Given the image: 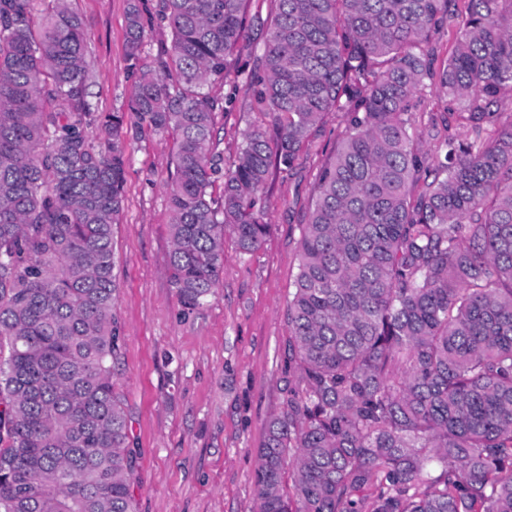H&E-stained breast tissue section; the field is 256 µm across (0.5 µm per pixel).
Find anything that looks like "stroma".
I'll use <instances>...</instances> for the list:
<instances>
[{"instance_id":"35a3bbf8","label":"stroma","mask_w":512,"mask_h":512,"mask_svg":"<svg viewBox=\"0 0 512 512\" xmlns=\"http://www.w3.org/2000/svg\"><path fill=\"white\" fill-rule=\"evenodd\" d=\"M86 22L95 112H121L134 77L126 61L127 0H73ZM224 99L215 124L219 151L232 158L244 133L266 126L245 111V78L213 86ZM341 113L328 115L293 176L272 175L265 202L271 231L253 253L224 236L215 294L186 310L169 275L174 174L171 137L127 143L123 210L113 226L121 327L115 390L129 423L136 512H257L254 474L267 420L280 409L288 371V299L298 273L299 219L320 170L346 137Z\"/></svg>"}]
</instances>
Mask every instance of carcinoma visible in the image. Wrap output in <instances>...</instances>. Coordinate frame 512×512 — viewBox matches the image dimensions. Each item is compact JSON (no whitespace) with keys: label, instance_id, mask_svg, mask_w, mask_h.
Here are the masks:
<instances>
[{"label":"carcinoma","instance_id":"1","mask_svg":"<svg viewBox=\"0 0 512 512\" xmlns=\"http://www.w3.org/2000/svg\"><path fill=\"white\" fill-rule=\"evenodd\" d=\"M455 2L277 0L263 18L247 0H128L134 92L96 114L70 0H0V512H134L112 381L128 136L174 135L169 277L194 310L225 233L261 246L273 166L293 175L332 112L349 134L302 224L293 380L266 424L258 512H512V119L493 110L512 91V0H468L442 59ZM157 17L171 40L153 65ZM249 28L266 31L248 82L269 123L226 163L224 98L205 88ZM428 83L448 99L442 159L415 128ZM457 14L455 17V21L444 30V32L440 36L439 40V54L440 57L446 58L455 48L457 39L459 37V32L461 30V26L463 21L466 18V4L467 0H458L457 2Z\"/></svg>","mask_w":512,"mask_h":512}]
</instances>
